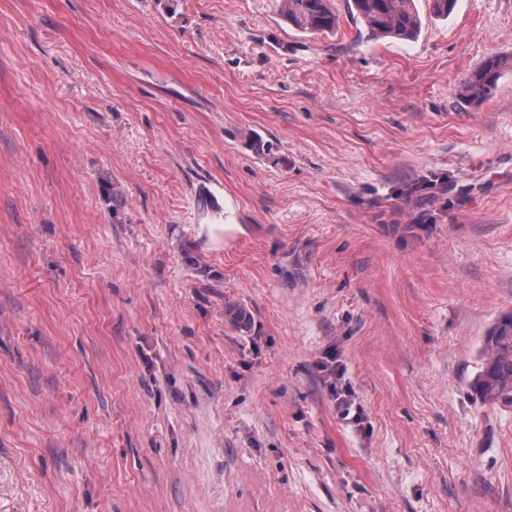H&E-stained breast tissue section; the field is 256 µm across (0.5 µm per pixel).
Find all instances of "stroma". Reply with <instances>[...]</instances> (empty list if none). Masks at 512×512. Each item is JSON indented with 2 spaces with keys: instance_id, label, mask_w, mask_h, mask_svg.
Instances as JSON below:
<instances>
[{
  "instance_id": "1",
  "label": "stroma",
  "mask_w": 512,
  "mask_h": 512,
  "mask_svg": "<svg viewBox=\"0 0 512 512\" xmlns=\"http://www.w3.org/2000/svg\"><path fill=\"white\" fill-rule=\"evenodd\" d=\"M329 3L0 0V512H512V0ZM328 0H280L279 11L288 23L308 33L332 32L338 26V14ZM352 6L374 35L409 40L420 29L414 0H352ZM502 64V60L498 57L488 58L466 80L464 84L465 96L473 101H481L489 97L495 89ZM483 362L473 386L485 401L512 405V315L484 337ZM333 393L336 401V410L344 420L359 421L361 419L360 407L355 404V398L353 392L348 386H342L334 384ZM354 411L353 415L348 418L351 412Z\"/></svg>"
}]
</instances>
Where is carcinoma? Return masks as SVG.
Here are the masks:
<instances>
[{"mask_svg":"<svg viewBox=\"0 0 512 512\" xmlns=\"http://www.w3.org/2000/svg\"><path fill=\"white\" fill-rule=\"evenodd\" d=\"M352 6L374 35L409 40L420 29L414 0H352ZM279 11L303 32H333L338 26V14L328 0H280ZM501 68L500 58H488L466 80L465 96L473 101L489 97ZM483 354L474 389L485 401L512 405V315L501 319L484 337Z\"/></svg>","mask_w":512,"mask_h":512,"instance_id":"obj_1","label":"carcinoma"}]
</instances>
